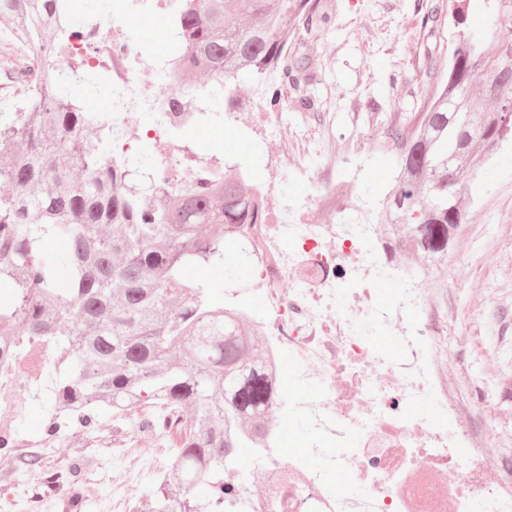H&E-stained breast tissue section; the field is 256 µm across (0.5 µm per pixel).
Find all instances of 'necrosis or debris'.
Returning a JSON list of instances; mask_svg holds the SVG:
<instances>
[{
    "label": "necrosis or debris",
    "mask_w": 512,
    "mask_h": 512,
    "mask_svg": "<svg viewBox=\"0 0 512 512\" xmlns=\"http://www.w3.org/2000/svg\"><path fill=\"white\" fill-rule=\"evenodd\" d=\"M181 0H118L111 14L93 16L61 36L50 56L58 68L102 73L119 93L116 110L155 114L145 132L159 168L170 181L203 184L224 168L219 151L200 155L183 137L202 123L200 106L175 110L178 83L157 91L144 73L176 71L175 58L159 56L125 36L131 17L160 16L165 35L177 37ZM314 196L278 198L269 217L248 227L256 301L227 289L224 300L253 325L268 361L287 357L289 393L274 392L270 429L254 448V480L241 484L234 471L224 483L232 500L226 512H512V481L504 480L488 446H472L468 460L457 448L469 440L461 405L448 394V378L433 351L437 316L408 261L389 256L380 226L369 212L348 223L337 200L351 199L350 183L318 178ZM397 285L379 299L382 283ZM397 341L396 352L377 344ZM34 342L14 363L0 367V424L22 416L40 382L39 366L54 355ZM439 409L429 417L425 405ZM300 423L299 453L279 448L282 421ZM309 458L317 467H306ZM287 472V485L263 488L258 475ZM336 474L359 483L353 493ZM142 472L116 471L100 512H133Z\"/></svg>",
    "instance_id": "4bbe7bcc"
}]
</instances>
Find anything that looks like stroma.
<instances>
[{"label":"stroma","mask_w":512,"mask_h":512,"mask_svg":"<svg viewBox=\"0 0 512 512\" xmlns=\"http://www.w3.org/2000/svg\"><path fill=\"white\" fill-rule=\"evenodd\" d=\"M435 7L424 29L416 2ZM335 22L301 26L289 43L288 64L299 87L278 115L280 133L263 140L251 118L255 88L237 93V123L225 125L214 149L235 155L258 175L271 157L288 168L319 160L336 179L351 182L360 202L374 204L392 187L397 144L392 128L417 118L448 80L455 46L453 0H319ZM306 95L311 111H297ZM469 188L466 212L448 252L445 287L428 288L429 304L441 313L438 350L450 388L467 410L474 439H495L492 452L512 475V398L496 375H512V139L504 141ZM156 452L153 440L127 421L112 425V441L71 422L49 438L44 466L67 478L54 512H94L74 492L96 488L107 495L103 468L134 470Z\"/></svg>","instance_id":"35a3bbf8"}]
</instances>
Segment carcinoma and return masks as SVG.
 <instances>
[{
	"label": "carcinoma",
	"mask_w": 512,
	"mask_h": 512,
	"mask_svg": "<svg viewBox=\"0 0 512 512\" xmlns=\"http://www.w3.org/2000/svg\"><path fill=\"white\" fill-rule=\"evenodd\" d=\"M458 0L456 45L448 82L399 144L395 185L375 205L386 216L381 237L432 270L444 287L448 248L464 220L462 191L500 143L512 135V0ZM93 0H0V21L21 33L41 60L18 93L21 107L0 112V366L25 341L60 350L45 360L47 396L37 405L94 429L108 412L125 417L132 404L162 408L153 423L182 435L175 460L150 491V512H224V469L268 427L273 371L256 333L224 307V282L253 252L243 236L260 223L265 199L240 169L227 167L207 184L177 186L154 177V151L114 160L119 127L99 111L87 87L75 99L64 71L44 64L63 21L74 29ZM316 0H189L181 39L176 108L209 99L208 111L236 107L242 84L263 88L267 105L283 104L287 22H307ZM502 86L488 107L470 88L475 79ZM213 276L192 278L194 268Z\"/></svg>",
	"instance_id": "1"
}]
</instances>
